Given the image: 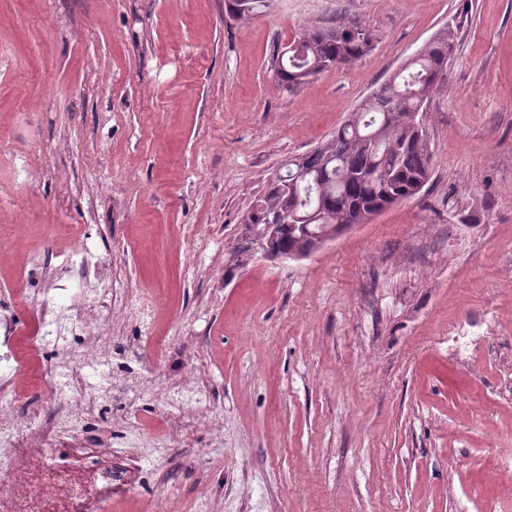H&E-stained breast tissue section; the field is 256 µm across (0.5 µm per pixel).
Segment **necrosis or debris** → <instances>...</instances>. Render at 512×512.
Wrapping results in <instances>:
<instances>
[{
	"label": "necrosis or debris",
	"instance_id": "1",
	"mask_svg": "<svg viewBox=\"0 0 512 512\" xmlns=\"http://www.w3.org/2000/svg\"><path fill=\"white\" fill-rule=\"evenodd\" d=\"M42 309L40 328L29 339L36 348L58 344L76 327L59 297H44ZM40 381L54 404L79 402L87 416L96 415L99 398L78 371L61 384L45 371ZM63 447L79 449L78 458L60 455ZM130 482L128 472L113 463L111 448L61 430L58 418L44 410H32L26 421L0 433V512H89Z\"/></svg>",
	"mask_w": 512,
	"mask_h": 512
}]
</instances>
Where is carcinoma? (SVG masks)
<instances>
[{
  "label": "carcinoma",
  "mask_w": 512,
  "mask_h": 512,
  "mask_svg": "<svg viewBox=\"0 0 512 512\" xmlns=\"http://www.w3.org/2000/svg\"><path fill=\"white\" fill-rule=\"evenodd\" d=\"M271 0H224L228 16L251 18ZM376 36L358 24L309 27L292 42L295 49L275 50L281 82L296 89L323 71L319 63L350 65L367 55ZM454 38L448 31L429 43L378 86L328 141L293 158L276 171L246 224L259 228L284 224L283 247L301 250L316 235L355 223L359 216L379 213L409 199L430 182L432 155L419 119L432 94L443 83ZM317 214L306 224L292 214Z\"/></svg>",
  "instance_id": "carcinoma-1"
}]
</instances>
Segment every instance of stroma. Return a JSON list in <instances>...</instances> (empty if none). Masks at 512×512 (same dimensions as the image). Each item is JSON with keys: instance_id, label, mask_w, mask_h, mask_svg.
Wrapping results in <instances>:
<instances>
[{"instance_id": "stroma-1", "label": "stroma", "mask_w": 512, "mask_h": 512, "mask_svg": "<svg viewBox=\"0 0 512 512\" xmlns=\"http://www.w3.org/2000/svg\"><path fill=\"white\" fill-rule=\"evenodd\" d=\"M361 24L374 50L286 89L275 48ZM429 185L299 262L247 256L290 157L444 30ZM0 316L27 368L36 298L84 246L112 267L83 373L134 490L112 512H512V0H0ZM271 0H225L224 9L229 17L251 18L269 8Z\"/></svg>"}]
</instances>
